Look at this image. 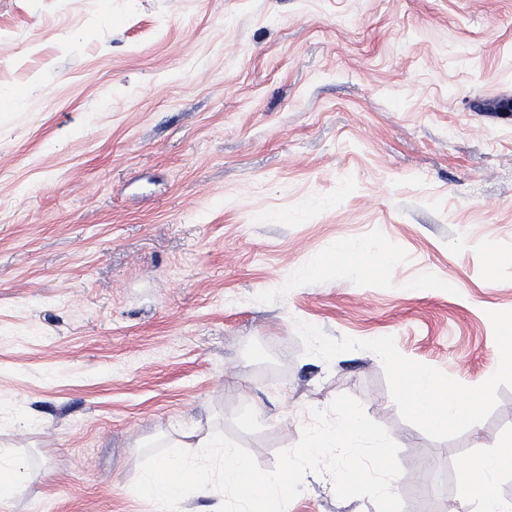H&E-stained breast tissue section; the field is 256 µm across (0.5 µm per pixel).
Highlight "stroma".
<instances>
[{"label": "stroma", "instance_id": "stroma-1", "mask_svg": "<svg viewBox=\"0 0 512 512\" xmlns=\"http://www.w3.org/2000/svg\"><path fill=\"white\" fill-rule=\"evenodd\" d=\"M509 99L512 0H0L7 512H153L146 441L270 470L344 393L404 512H461L512 442ZM403 368L482 404L431 427ZM287 512L377 510L310 473ZM17 460L0 453V477H1V493H0V507L2 510L7 506V495L17 490L18 485L21 483V477L16 471Z\"/></svg>", "mask_w": 512, "mask_h": 512}]
</instances>
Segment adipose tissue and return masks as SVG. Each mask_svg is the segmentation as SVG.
<instances>
[{"instance_id":"adipose-tissue-1","label":"adipose tissue","mask_w":512,"mask_h":512,"mask_svg":"<svg viewBox=\"0 0 512 512\" xmlns=\"http://www.w3.org/2000/svg\"><path fill=\"white\" fill-rule=\"evenodd\" d=\"M400 392L402 401L420 418L432 426L443 427L448 421L461 415H473L476 401L462 403L456 393L450 392L447 383L423 371L403 372ZM512 462V455L494 453L480 458L465 469L466 478L480 476L476 497L480 512H512V505L498 500L492 488L498 481L505 465Z\"/></svg>"}]
</instances>
